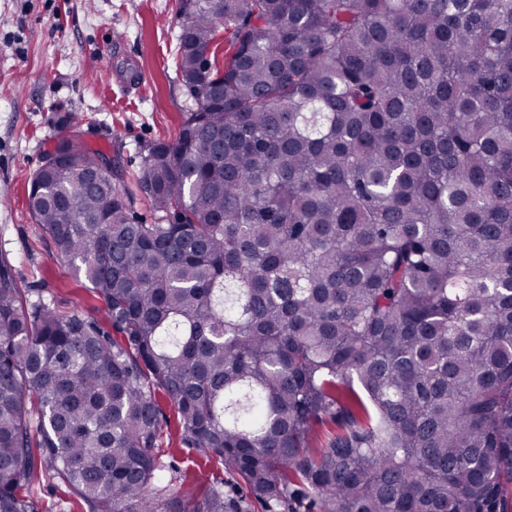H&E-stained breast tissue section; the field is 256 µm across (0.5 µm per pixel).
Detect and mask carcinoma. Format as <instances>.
Masks as SVG:
<instances>
[{"instance_id":"cac0c4a2","label":"carcinoma","mask_w":512,"mask_h":512,"mask_svg":"<svg viewBox=\"0 0 512 512\" xmlns=\"http://www.w3.org/2000/svg\"><path fill=\"white\" fill-rule=\"evenodd\" d=\"M179 11L193 106L141 147L153 223L119 166L89 186L76 131L32 175L105 321L0 265V512H37L43 476L90 512H175L157 389L269 504L512 512V0ZM193 512L241 510L216 487Z\"/></svg>"}]
</instances>
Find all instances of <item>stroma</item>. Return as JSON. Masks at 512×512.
<instances>
[{"instance_id": "obj_1", "label": "stroma", "mask_w": 512, "mask_h": 512, "mask_svg": "<svg viewBox=\"0 0 512 512\" xmlns=\"http://www.w3.org/2000/svg\"><path fill=\"white\" fill-rule=\"evenodd\" d=\"M183 19L178 0H0V259L31 299L55 300L93 318L103 304L61 259L27 206L29 181L54 145L61 117L83 119L84 139L118 162L133 210L151 220L138 193L139 149L174 140L192 104L175 67ZM164 502L193 512L208 489L221 487L243 512L270 509L220 462L185 447L176 410L157 393ZM38 512H88L64 485L43 479L33 488Z\"/></svg>"}]
</instances>
